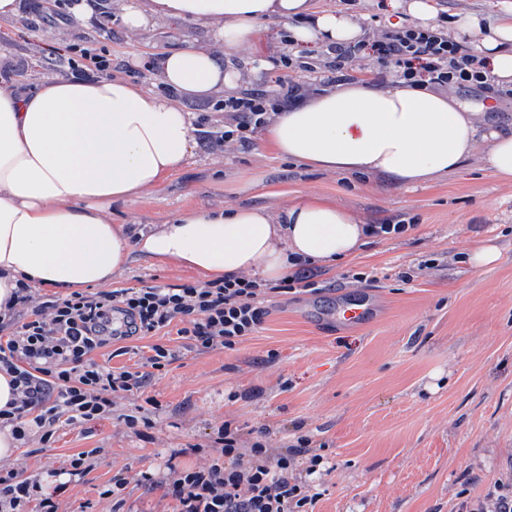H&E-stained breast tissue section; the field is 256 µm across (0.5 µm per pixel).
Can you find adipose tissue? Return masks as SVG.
<instances>
[{"instance_id": "obj_1", "label": "adipose tissue", "mask_w": 512, "mask_h": 512, "mask_svg": "<svg viewBox=\"0 0 512 512\" xmlns=\"http://www.w3.org/2000/svg\"><path fill=\"white\" fill-rule=\"evenodd\" d=\"M153 16L209 26L216 43L160 53L157 70L174 97L105 76L55 77L30 91L0 79V308L22 284L64 295L110 285L136 253L208 280L274 281L299 262L332 263L364 244L367 227L354 214L312 200L274 215L184 212L135 233L113 223V203L133 201L187 163L194 128L180 99L236 83L217 48L248 46L269 21L291 22L302 45L341 46L363 35L354 17L316 9L313 0H149L124 6L120 22L137 34ZM460 29L492 77L512 81V10L492 30L474 13ZM262 140L280 158L406 188L453 174L475 155L489 175L512 181V124L491 126L486 113L426 82L386 87L362 77L305 92L276 110Z\"/></svg>"}]
</instances>
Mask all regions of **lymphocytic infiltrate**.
I'll return each instance as SVG.
<instances>
[{
	"mask_svg": "<svg viewBox=\"0 0 512 512\" xmlns=\"http://www.w3.org/2000/svg\"><path fill=\"white\" fill-rule=\"evenodd\" d=\"M371 49L381 64H394L407 83L489 88L490 75L468 47L441 28L393 25ZM299 84L282 77L273 86L226 97L224 124L198 132L201 143L248 148L277 108L292 103ZM304 271L272 285L246 276H229L201 284L145 285L109 292L75 291L63 298L35 296L24 287L16 292V312L0 313V367L14 376L18 399L0 410V429L14 439L31 436L49 441L59 422L83 424L106 418L114 397L143 388L152 371L175 357L155 345L136 368H108L95 351L113 341L148 336L177 326L188 347L206 351L230 349L252 335L269 314L270 295L294 292ZM239 433L224 425L214 439L218 455L208 467L173 469L167 493L178 512H310L315 497L307 483L291 476L298 456H306L308 472H318L323 458L309 454V440L298 437L286 453L267 448L256 436L250 448L239 446ZM57 512L52 494L39 478L0 469V512Z\"/></svg>",
	"mask_w": 512,
	"mask_h": 512,
	"instance_id": "lymphocytic-infiltrate-1",
	"label": "lymphocytic infiltrate"
}]
</instances>
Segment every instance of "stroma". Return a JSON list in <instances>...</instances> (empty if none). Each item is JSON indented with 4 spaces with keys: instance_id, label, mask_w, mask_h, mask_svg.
<instances>
[{
    "instance_id": "stroma-1",
    "label": "stroma",
    "mask_w": 512,
    "mask_h": 512,
    "mask_svg": "<svg viewBox=\"0 0 512 512\" xmlns=\"http://www.w3.org/2000/svg\"><path fill=\"white\" fill-rule=\"evenodd\" d=\"M37 0H21L10 27L0 28V55L14 81L32 87L58 76L56 62L83 41L105 49L112 74L144 89L164 91L156 55L190 40L210 47V31L190 21L153 18L132 35L116 20L122 0H107L114 18L77 13L71 24L43 21ZM451 37L458 17L476 13L486 24L501 17L502 0H434ZM317 8L355 16L373 42L396 21L389 0H315ZM287 24H260L251 45L225 50L237 88L272 84L277 71L257 63L291 54L287 74L308 84L303 63L324 67L327 46L289 49ZM314 195L364 224L407 223L399 237H371L336 266L310 265L315 292L277 296L261 327L234 349L198 352L175 331L134 336L98 350L107 367H136L150 346L177 352L138 393L114 398L108 418L61 424L52 440L20 446L0 467L46 474L94 450L90 470L57 497L58 512H112L104 497L114 476L125 478L124 512H176L161 483L170 466L202 467L216 455L212 437L224 423L238 427L242 447L266 429L267 447L286 452L297 437L311 441L323 468L307 474L317 498L313 512H463L489 485L512 483V182H501L470 160L425 187H395L384 178L327 172L251 149L195 147L177 173L138 199L112 207V221L143 227L182 211L261 207L277 212ZM499 261L477 268L469 256L481 242ZM196 272L133 255L116 288L175 286ZM377 303L362 327L337 323L343 302ZM151 427L132 428L127 416Z\"/></svg>"
}]
</instances>
